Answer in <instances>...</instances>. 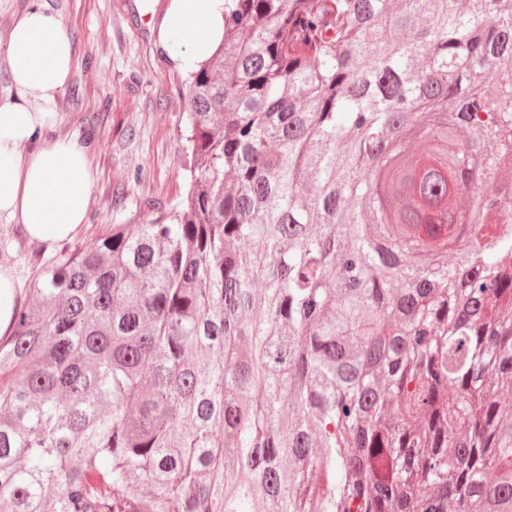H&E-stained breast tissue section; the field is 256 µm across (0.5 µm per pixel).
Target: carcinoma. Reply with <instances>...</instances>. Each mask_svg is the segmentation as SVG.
Here are the masks:
<instances>
[{
	"mask_svg": "<svg viewBox=\"0 0 512 512\" xmlns=\"http://www.w3.org/2000/svg\"><path fill=\"white\" fill-rule=\"evenodd\" d=\"M183 103L0 336V512H512V0H224Z\"/></svg>",
	"mask_w": 512,
	"mask_h": 512,
	"instance_id": "cac0c4a2",
	"label": "carcinoma"
}]
</instances>
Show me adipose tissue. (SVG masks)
<instances>
[{"label": "adipose tissue", "instance_id": "adipose-tissue-1", "mask_svg": "<svg viewBox=\"0 0 512 512\" xmlns=\"http://www.w3.org/2000/svg\"><path fill=\"white\" fill-rule=\"evenodd\" d=\"M224 0H172L165 38L184 69L196 67L224 35ZM208 20L198 40L189 20ZM15 88L0 103V218L23 225L30 241L53 247L88 221L92 187L88 142L52 135L56 98L74 75V46L62 19L32 0L4 47Z\"/></svg>", "mask_w": 512, "mask_h": 512}]
</instances>
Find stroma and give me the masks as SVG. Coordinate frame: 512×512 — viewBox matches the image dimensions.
<instances>
[{
  "label": "stroma",
  "mask_w": 512,
  "mask_h": 512,
  "mask_svg": "<svg viewBox=\"0 0 512 512\" xmlns=\"http://www.w3.org/2000/svg\"><path fill=\"white\" fill-rule=\"evenodd\" d=\"M171 0L139 16L133 0H40L71 36L76 75L55 102V132L91 139L89 222L75 235L91 247L96 228L152 218L184 195L182 83L188 72L161 38ZM21 286L57 253L31 242L22 225L0 222V243Z\"/></svg>",
  "instance_id": "stroma-1"
}]
</instances>
